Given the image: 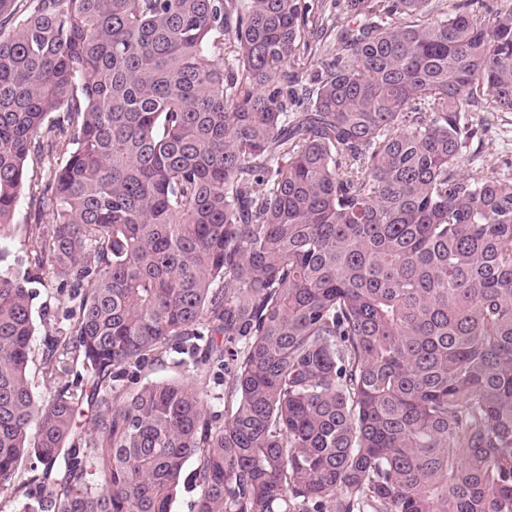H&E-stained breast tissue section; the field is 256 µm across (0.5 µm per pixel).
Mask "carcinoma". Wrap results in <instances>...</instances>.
<instances>
[{"label":"carcinoma","instance_id":"cac0c4a2","mask_svg":"<svg viewBox=\"0 0 512 512\" xmlns=\"http://www.w3.org/2000/svg\"><path fill=\"white\" fill-rule=\"evenodd\" d=\"M512 4L0 0V241L72 284L28 373L0 269L14 512H512ZM179 350V375L148 378ZM223 409L212 410L211 369ZM92 414L81 425L82 405ZM477 123L476 137L467 143L466 155H479L496 162L512 177V112H469Z\"/></svg>","mask_w":512,"mask_h":512}]
</instances>
